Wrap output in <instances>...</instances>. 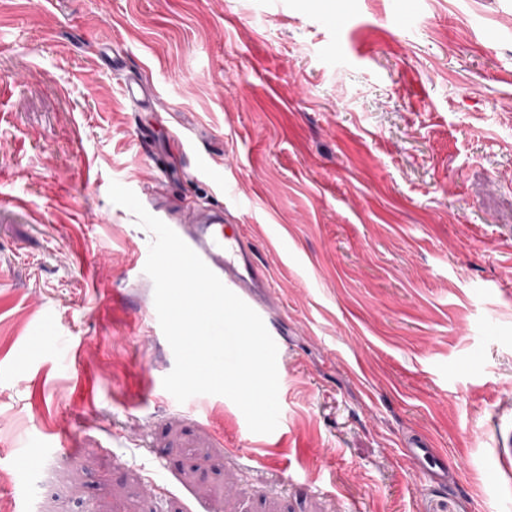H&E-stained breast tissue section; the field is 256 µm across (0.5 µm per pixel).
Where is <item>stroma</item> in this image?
<instances>
[{
    "mask_svg": "<svg viewBox=\"0 0 512 512\" xmlns=\"http://www.w3.org/2000/svg\"><path fill=\"white\" fill-rule=\"evenodd\" d=\"M114 181L241 225L273 432L164 389ZM0 472L7 512H512V0H0ZM123 93L136 111H152L158 105L156 90L137 77H130L125 81ZM408 448L410 457L423 474L431 476L436 473L437 459L425 443L415 440L410 443Z\"/></svg>",
    "mask_w": 512,
    "mask_h": 512,
    "instance_id": "obj_1",
    "label": "stroma"
}]
</instances>
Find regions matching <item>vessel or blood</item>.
<instances>
[{
	"mask_svg": "<svg viewBox=\"0 0 512 512\" xmlns=\"http://www.w3.org/2000/svg\"><path fill=\"white\" fill-rule=\"evenodd\" d=\"M123 93L138 111L154 110L158 104L156 90L136 77L125 81ZM184 233L187 245L257 313H265L274 304L271 280L259 265L254 250L245 244L241 225L225 223L220 211L196 212ZM409 455L423 474H434L437 460L425 443L411 442Z\"/></svg>",
	"mask_w": 512,
	"mask_h": 512,
	"instance_id": "vessel-or-blood-1",
	"label": "vessel or blood"
}]
</instances>
